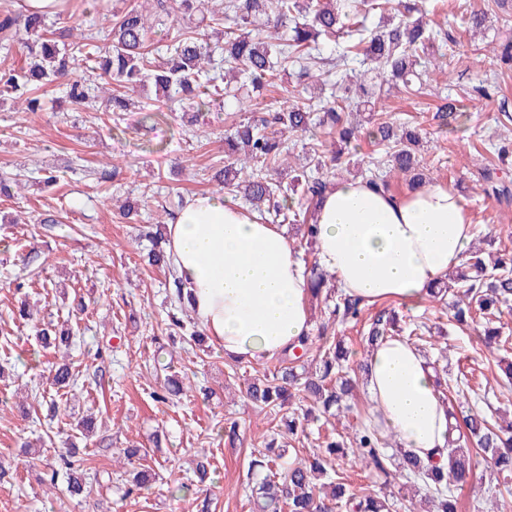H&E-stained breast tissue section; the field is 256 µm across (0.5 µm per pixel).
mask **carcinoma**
Instances as JSON below:
<instances>
[{
    "mask_svg": "<svg viewBox=\"0 0 512 512\" xmlns=\"http://www.w3.org/2000/svg\"><path fill=\"white\" fill-rule=\"evenodd\" d=\"M388 0H224V10L215 15L216 24L224 27V44L215 47L224 54L228 78L224 84L212 77H200L212 64V47L190 32L176 30L171 36L170 55L156 62L144 52L148 37L150 16L135 9L122 13L108 30L111 45L104 54L89 35L79 41L58 43L48 36V16L29 13L25 16L24 31L27 62L20 66L0 67V95L10 96L28 112L40 109L36 92L63 74L82 56L93 63L91 70H99L100 85L109 86L107 101L114 112L129 109L133 92L147 84L161 91L162 100L142 108L141 125L155 126L166 119L165 106L190 101L202 111L221 98L237 97L249 87L259 91L275 84L281 73L294 71L301 87L297 100L275 111L272 119L262 117L256 123L238 125L224 138V167L213 179L226 193L243 194L259 214L274 213L282 221L297 225L302 239L315 246L314 224L308 216L314 215L323 192L336 179L343 178L347 166L341 165L345 150L357 138L358 127L348 121L346 111L376 109L381 94V81L401 83L407 91L414 90L432 65L430 49L435 45L453 47L456 40L446 30L435 29L426 22V11L418 5H406L389 17L384 25L371 27L368 19L387 12ZM273 16L276 22L289 21L288 31L281 33L275 27L266 34L255 28L263 17ZM18 16L7 11L0 17V39L19 38L16 28ZM334 46L333 56L325 57L319 45ZM338 75L337 93L326 94L320 87L317 96L308 94L310 84L320 82L326 66ZM124 89L112 93L110 85ZM69 99L76 109H85L97 102L95 87L86 80H75L69 87ZM278 125L268 135L261 128L269 122ZM320 130L323 136L336 139L339 149L325 159L320 147L323 141L311 144L314 168L323 173L313 176L307 168L295 171L286 185L267 177V171L283 161L282 137ZM378 143L386 147L379 164L397 174L410 175L408 185L417 187L426 183L422 159L417 153L420 134L408 130L402 134L390 121L379 117L373 131ZM483 179L500 203H509L512 193L508 186L494 181L489 169L483 170ZM300 192L298 203L305 211L288 205V193ZM153 248L148 252L151 265L166 266L168 260L160 243L161 232L149 234ZM311 288L309 302H333L329 317L322 322L315 336H303L298 344L286 352L289 365L279 366L252 378L245 388L246 398L254 407L283 409L293 407L286 416L288 434H297L299 420L315 422L320 417H338L352 411L356 381L345 372L351 351L336 338V325L357 323L364 307L358 301L330 287L331 277L314 263L308 268ZM174 296L180 304L181 317L173 318V325L183 328L188 311L183 295V284L173 279ZM451 298L453 319L462 326L482 324L479 338L495 356L496 366L502 368L507 381L512 383V360L500 354L504 350L501 336L503 313L512 315V252L498 254L486 260L483 252L469 249L462 267L438 282L429 301L446 303ZM396 312H380L371 318L365 336L368 347L374 348L389 337L402 336L410 345L425 350L432 346L431 328L415 325L407 330ZM74 333L70 328L59 330L52 323L40 328L37 336L44 348H69ZM77 373L68 363L60 364L54 382L60 388H72ZM182 391V382L169 375L164 379L163 391L155 394L159 402ZM454 436L448 440V464L444 467L426 466L416 456L399 451L396 473L404 480L403 486L424 493L434 512H458V500L453 489L467 483L473 467V453L480 451L502 483L512 480V422L500 421L494 415L470 412L458 415L447 407ZM393 443L385 435L373 416L358 421V427L349 439L325 442V451L307 459L292 460L297 449L275 438L262 441L254 450L248 465V478L254 480L257 512H393L397 505L411 510L413 500L402 502L394 492L382 495L361 489L346 490L343 477L329 482L321 478L330 475L338 458L352 456L372 468L382 488L391 486L389 469ZM79 449L72 447L58 457L51 469L49 484H57L65 477L67 490L72 495L87 497L92 483L87 481L84 459L76 458ZM154 477L147 470L133 473L124 496L142 495L152 489Z\"/></svg>",
    "mask_w": 512,
    "mask_h": 512,
    "instance_id": "1",
    "label": "carcinoma"
}]
</instances>
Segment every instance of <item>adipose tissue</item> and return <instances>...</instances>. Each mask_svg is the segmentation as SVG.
<instances>
[{"label":"adipose tissue","mask_w":512,"mask_h":512,"mask_svg":"<svg viewBox=\"0 0 512 512\" xmlns=\"http://www.w3.org/2000/svg\"><path fill=\"white\" fill-rule=\"evenodd\" d=\"M314 221L320 267L364 305L426 301L460 267L473 238L464 198L439 182L399 195L342 180L325 193ZM166 248L190 308L226 357L270 358L310 332L305 267L278 225L233 200L197 194L168 224ZM367 379L375 413L403 450L445 463L448 412L427 359L389 338L371 350Z\"/></svg>","instance_id":"1"}]
</instances>
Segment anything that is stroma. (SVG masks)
<instances>
[{"label": "stroma", "instance_id": "obj_1", "mask_svg": "<svg viewBox=\"0 0 512 512\" xmlns=\"http://www.w3.org/2000/svg\"><path fill=\"white\" fill-rule=\"evenodd\" d=\"M220 2L209 0L192 15L174 12L157 22L148 38L152 55L165 57L169 30L209 33L210 10ZM486 2L447 0L446 11L434 19L456 30L457 45L437 58L436 70L418 91L387 84L382 94L388 121L419 130L430 176L463 196L475 217L473 245L512 250V210L485 193L482 178L493 161V145H512V69L499 65L493 53L508 28L498 10L490 11L480 31L468 24L471 11ZM149 4L71 0L64 12L51 16L49 27H82L105 49L113 14ZM90 74L87 64L78 62L45 88L38 112L0 100V177H23L13 197L0 198V352L8 349L17 357L0 376V461L10 467L0 481V512H198L197 501L204 497L211 498L212 512H253L250 454L279 426L281 415L255 409L239 392L219 344L165 342L172 308L168 275L148 265L151 244L140 231L155 226L161 212L178 213L192 195L219 193L211 174L224 164L225 135L275 109L294 84L280 81L247 105L231 102L218 112L198 114L188 103H176L150 130L139 126L137 108L155 101L151 85L133 93L135 109L118 116L73 109L66 89ZM486 82L494 85V97L475 98L474 89ZM448 96L466 112L463 123L445 126L437 118ZM116 126L124 135L114 136ZM103 167L114 171L106 182L97 176ZM50 170L57 180L48 187L43 178ZM125 198L139 200L137 220L117 210V200ZM34 265L40 270L37 283L17 293L15 282ZM22 302L31 313L26 320L17 314ZM383 309L425 317L441 328L428 359H446L449 375L463 373L476 384L451 393L455 410L496 408L512 415V400L503 398L487 350L473 330L452 325L450 309L387 300L366 306L364 315ZM50 321L71 327L75 344L38 350L36 331ZM64 361L78 371V384L53 412L51 367ZM171 371L190 377L194 389L158 402L154 392ZM87 415L97 424L89 443L93 469L113 478L94 484L92 495L77 502L64 489L47 490L41 480L46 461L64 447L75 419ZM231 425L237 428L232 439L224 434ZM133 444L147 449L145 466L158 479L148 494L125 498L115 482L121 470L113 458ZM203 457L211 464L209 481L176 497L177 486L192 478L194 461ZM494 485L487 465L477 463L456 492L459 512H493L489 490Z\"/></svg>", "mask_w": 512, "mask_h": 512}]
</instances>
